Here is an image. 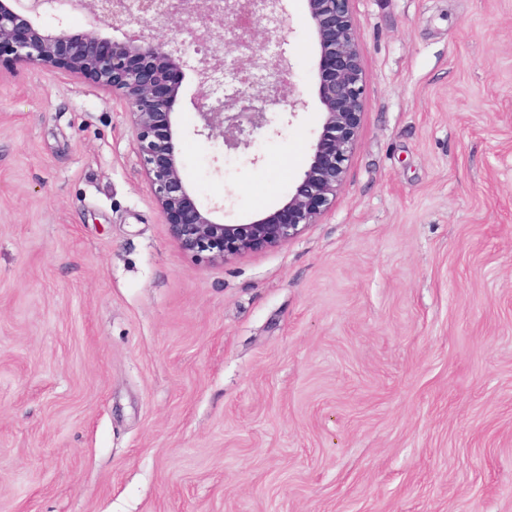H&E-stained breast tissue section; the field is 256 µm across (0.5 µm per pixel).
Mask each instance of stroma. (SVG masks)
Listing matches in <instances>:
<instances>
[{
	"label": "stroma",
	"instance_id": "stroma-1",
	"mask_svg": "<svg viewBox=\"0 0 512 512\" xmlns=\"http://www.w3.org/2000/svg\"><path fill=\"white\" fill-rule=\"evenodd\" d=\"M303 101L246 150L172 114L215 221L287 201ZM365 99L336 200L207 263L170 237L122 101L0 64V512H512V0H352Z\"/></svg>",
	"mask_w": 512,
	"mask_h": 512
}]
</instances>
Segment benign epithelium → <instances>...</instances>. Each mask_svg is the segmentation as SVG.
<instances>
[{"instance_id":"7a95c632","label":"benign epithelium","mask_w":512,"mask_h":512,"mask_svg":"<svg viewBox=\"0 0 512 512\" xmlns=\"http://www.w3.org/2000/svg\"><path fill=\"white\" fill-rule=\"evenodd\" d=\"M283 0H0V59L23 68L62 69L121 97L129 110L136 151L149 190L171 238L194 257L226 262L282 245L328 209L343 183L356 148L364 84L351 0H307L319 46L318 96L322 131L308 168L288 201L253 224H221L196 204L181 174L171 114L187 66L188 47L197 59L199 91L193 100L198 134L222 140L228 149H248L270 123L268 111L301 100L289 63L272 50L289 29ZM62 11L85 17L75 37L59 26L36 27L31 16ZM267 20L256 31L257 15ZM174 22L167 37L150 34L155 23ZM122 32L107 39L100 29ZM236 89L224 92L225 75Z\"/></svg>"}]
</instances>
